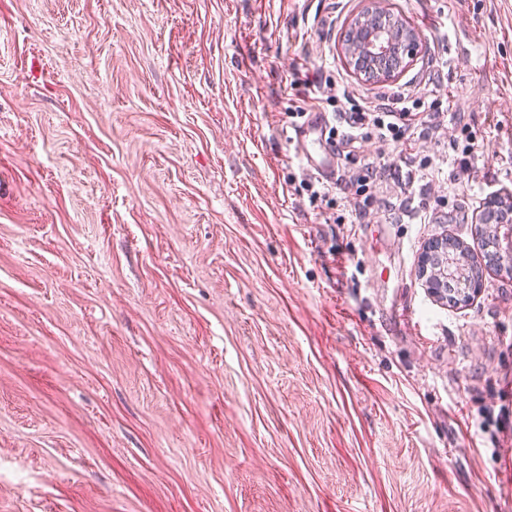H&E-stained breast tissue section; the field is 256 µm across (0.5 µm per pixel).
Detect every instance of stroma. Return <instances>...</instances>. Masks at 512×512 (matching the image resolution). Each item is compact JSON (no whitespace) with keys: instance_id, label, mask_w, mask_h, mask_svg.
I'll return each instance as SVG.
<instances>
[{"instance_id":"stroma-1","label":"stroma","mask_w":512,"mask_h":512,"mask_svg":"<svg viewBox=\"0 0 512 512\" xmlns=\"http://www.w3.org/2000/svg\"><path fill=\"white\" fill-rule=\"evenodd\" d=\"M382 5L423 49L365 82L369 0H0V512H512V277L419 276L512 194V0ZM317 79L443 113L314 205ZM293 141H296L300 154L312 171L319 173L330 167L324 153L323 127L317 119L309 122L306 127L296 129ZM444 241L443 238L431 241L426 247L421 264V277L426 278V285L430 292L442 301L448 300V291L456 294L455 289L464 293L472 290L476 284L475 278L479 279V268L474 270L475 267L469 263V249L459 241L448 238V245L453 250L456 249V252L451 254L447 248H444ZM448 255L457 260L455 279H452L453 267ZM451 279L455 289L448 288V282Z\"/></svg>"}]
</instances>
